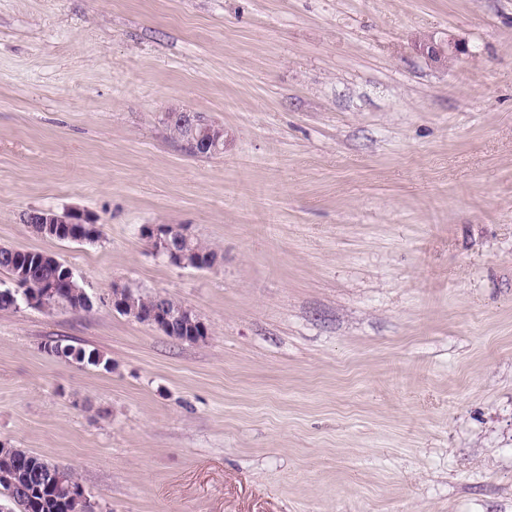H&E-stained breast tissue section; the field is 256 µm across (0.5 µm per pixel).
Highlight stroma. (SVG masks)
<instances>
[{"label":"stroma","mask_w":512,"mask_h":512,"mask_svg":"<svg viewBox=\"0 0 512 512\" xmlns=\"http://www.w3.org/2000/svg\"><path fill=\"white\" fill-rule=\"evenodd\" d=\"M164 223L223 264L152 254ZM1 245L93 307L0 311V444L100 512H512V0H0ZM116 283L208 340L119 314ZM182 124L185 129L191 133V143L197 150L202 149L206 153H193L194 155L212 156L208 151H216L224 148L223 126L211 121L206 116H200L194 112H184L182 114ZM42 213H38L36 219L31 224H41L49 226L50 224H60L63 228L62 235L57 237H51L46 235L51 239H55L58 241H65L62 237H66L68 235H75L77 231L82 232L84 227L82 224L83 221L87 219V213L81 212L79 209H71L63 214H58L53 210H45L42 209ZM82 226V227H81ZM140 236L150 244V250L156 255L166 258L171 264H173L172 261H176L183 268L191 266V268L198 270H213L222 263L220 260L204 262L196 259L194 262L184 261L185 254L173 247L174 241L189 239L194 236L189 227L184 224L178 226L172 224H144L140 228ZM180 244L181 248L194 252L192 258L199 257L201 254H214L217 249L216 246L197 237L191 238L188 242L181 241ZM167 303H162L158 301V306L155 308V310L150 314L149 316V325L157 328L159 330V327L162 326L164 323L172 322L175 319H178L180 317H183L185 315L194 313L196 314L191 308L189 307H181L177 308L175 311L170 310L169 306L177 307L183 305L182 302L177 300L174 297H168L166 299ZM199 317V324L201 329L205 332L206 336H202L197 328L196 325H193L189 321L185 320H179L175 323L171 324H165L163 328H161V332H163L165 335L172 337L179 341L189 342V343H200V342H206L209 338L210 332L208 325L203 321L202 318L198 314H196ZM44 349L49 355L66 362L74 361L85 366L112 370L111 359L104 357L95 349L77 348L58 341L45 344Z\"/></svg>","instance_id":"35a3bbf8"}]
</instances>
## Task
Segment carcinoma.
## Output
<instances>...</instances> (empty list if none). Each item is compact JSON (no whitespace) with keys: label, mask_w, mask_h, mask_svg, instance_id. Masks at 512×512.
<instances>
[{"label":"carcinoma","mask_w":512,"mask_h":512,"mask_svg":"<svg viewBox=\"0 0 512 512\" xmlns=\"http://www.w3.org/2000/svg\"><path fill=\"white\" fill-rule=\"evenodd\" d=\"M181 247L198 257L215 253L216 246L197 237L181 242ZM19 264L28 265V277L19 290L11 291V296L0 295V309L17 308L23 304L22 294L38 289V286L56 278L59 261L46 256L39 250H16L14 253L0 252V269L14 274ZM60 300L57 305L75 310L88 309L86 301L70 296L68 285L58 282ZM132 310L124 315L137 320L154 306L156 297L131 292ZM161 332L179 341L204 343L207 337L200 334L197 326L179 320L166 324ZM45 351L60 360L112 370V360L95 349L75 347L58 341L44 344ZM8 474L7 480L0 479V495L9 502L11 512H96L97 504L85 493L74 471L68 467L51 463L23 448H3L0 450V471Z\"/></svg>","instance_id":"obj_1"}]
</instances>
